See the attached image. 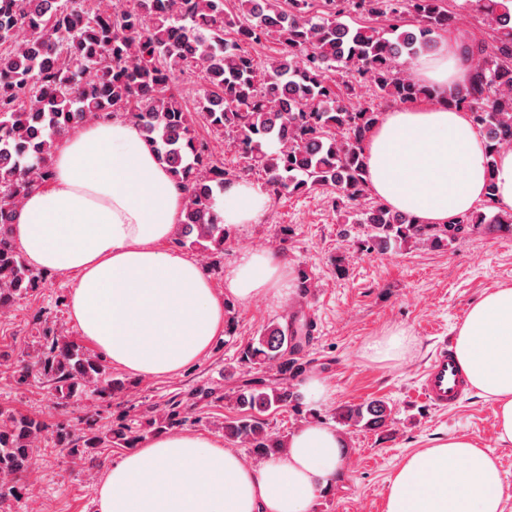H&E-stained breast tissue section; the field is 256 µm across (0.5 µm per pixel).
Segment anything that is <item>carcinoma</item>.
Here are the masks:
<instances>
[{
  "instance_id": "cac0c4a2",
  "label": "carcinoma",
  "mask_w": 512,
  "mask_h": 512,
  "mask_svg": "<svg viewBox=\"0 0 512 512\" xmlns=\"http://www.w3.org/2000/svg\"><path fill=\"white\" fill-rule=\"evenodd\" d=\"M491 31V45L462 38V92L448 105L469 113L483 134L488 169L512 146V0H472ZM314 14L313 0H238L245 19L228 18L225 0H133L121 10L84 0H0V310L37 291L48 272L35 273L17 249L10 227L18 204L52 173L58 141L88 118L116 113L136 124L185 195L175 242L212 254L224 252L230 227L213 211L214 197L240 180L217 163L198 137L195 116L215 131L232 135V147L249 170L265 173L273 196L321 188L336 190L347 222L368 231L359 248L384 253L408 244L446 250L482 228L512 235V211L488 216L481 209L446 224H421L369 195L364 143L381 113L352 105L365 87L389 102L431 99L433 89L405 75L404 67L452 30L444 0H325ZM413 17L406 27L405 15ZM378 15V29L348 23ZM234 37L226 38V29ZM277 38L283 52L256 62L242 45ZM198 73L204 88L195 111L174 88L176 76ZM42 331L34 353L18 365V382L31 378L53 387L65 408L86 392L112 393L101 354L62 336L40 314ZM312 324L294 319L271 323L242 347L247 378L233 389L239 416L224 422V436L258 461L281 454L284 437L271 431L270 413L295 404L292 381L307 370ZM275 375L254 376L255 369ZM390 410L372 400L336 413L348 427L377 430ZM189 421L183 402L172 397L165 412L149 418L158 434ZM84 427L0 407V512H12L27 490V463L45 439L78 460L110 443L136 448L139 431L126 419Z\"/></svg>"
}]
</instances>
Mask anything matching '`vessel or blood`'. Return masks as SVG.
<instances>
[{"instance_id": "1", "label": "vessel or blood", "mask_w": 512, "mask_h": 512, "mask_svg": "<svg viewBox=\"0 0 512 512\" xmlns=\"http://www.w3.org/2000/svg\"><path fill=\"white\" fill-rule=\"evenodd\" d=\"M421 393L439 410L457 405L470 390L465 375L449 344H442L420 376Z\"/></svg>"}]
</instances>
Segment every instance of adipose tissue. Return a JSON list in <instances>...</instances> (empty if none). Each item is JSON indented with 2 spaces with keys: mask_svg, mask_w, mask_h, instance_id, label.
Here are the masks:
<instances>
[{
  "mask_svg": "<svg viewBox=\"0 0 512 512\" xmlns=\"http://www.w3.org/2000/svg\"><path fill=\"white\" fill-rule=\"evenodd\" d=\"M464 64L441 38L414 63L430 101L385 112L365 156L371 194L424 224H445L486 199L512 209V149L487 168L484 138L448 98ZM268 198L240 180L217 195L222 224L253 223ZM184 194L135 125L88 121L58 145L50 180L17 207L11 236L34 267L77 273L69 312L82 336L128 374L168 376L197 362L224 330V303L287 297L293 269L282 256H243L216 292L202 267L174 249ZM413 342L403 328L370 337L373 362L400 358ZM460 367L496 408V439L512 445V288L483 295L456 331ZM346 441L317 423L298 427L286 450L253 465L237 451L193 432L156 434L113 464L97 492V512H311L344 467ZM496 456L469 437L437 440L404 459L389 481L384 512H503Z\"/></svg>",
  "mask_w": 512,
  "mask_h": 512,
  "instance_id": "obj_1",
  "label": "adipose tissue"
}]
</instances>
